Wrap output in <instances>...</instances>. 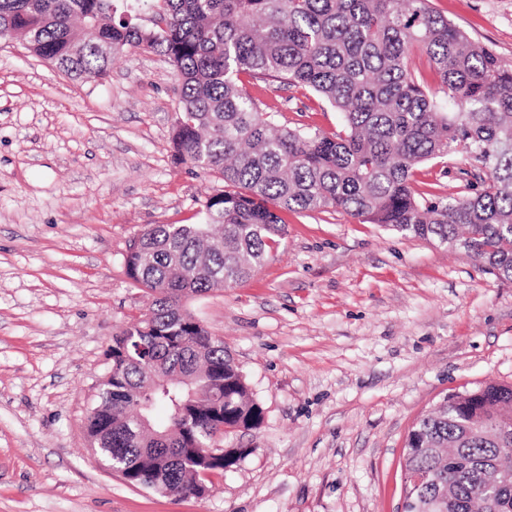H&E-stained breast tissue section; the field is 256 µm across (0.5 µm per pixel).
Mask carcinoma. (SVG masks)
Segmentation results:
<instances>
[{
    "mask_svg": "<svg viewBox=\"0 0 512 512\" xmlns=\"http://www.w3.org/2000/svg\"><path fill=\"white\" fill-rule=\"evenodd\" d=\"M155 22L117 16L115 0H0V40H18L75 80L106 75L132 49L166 56L178 78L171 148L219 176L199 224H152L125 259L149 307L112 336L87 416L91 450L136 487L202 496L249 448L224 435L264 420L224 340L183 306L237 286L286 233L283 212H338L471 257L512 282V64L437 13L431 0H149ZM423 52L439 78L419 82ZM310 92L342 119L333 133L280 125L243 78ZM458 153L484 173L471 191L430 198L422 164ZM512 385L448 396L404 444L403 512H512Z\"/></svg>",
    "mask_w": 512,
    "mask_h": 512,
    "instance_id": "obj_1",
    "label": "carcinoma"
}]
</instances>
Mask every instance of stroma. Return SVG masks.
Instances as JSON below:
<instances>
[{
	"label": "stroma",
	"instance_id": "35a3bbf8",
	"mask_svg": "<svg viewBox=\"0 0 512 512\" xmlns=\"http://www.w3.org/2000/svg\"><path fill=\"white\" fill-rule=\"evenodd\" d=\"M512 61V0H432ZM178 82L138 50L74 80L0 41V512H402L413 422L451 394L512 385V282L467 255L340 213L286 214L245 283L187 301L224 340L265 419L201 497L128 486L90 449L112 336L149 300L125 257L149 224H196L215 176L175 163ZM281 125L335 132L317 96L251 81ZM462 155L424 191L467 189Z\"/></svg>",
	"mask_w": 512,
	"mask_h": 512
}]
</instances>
